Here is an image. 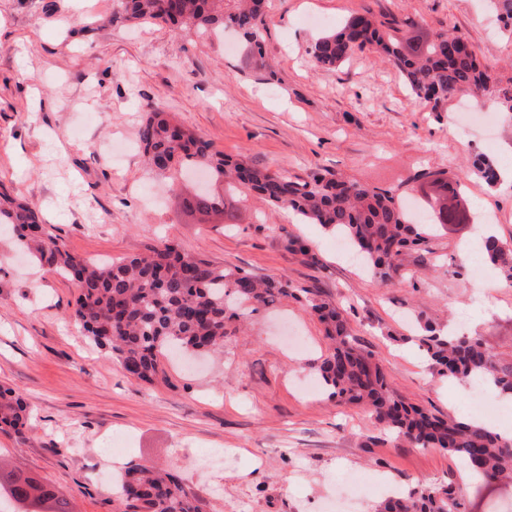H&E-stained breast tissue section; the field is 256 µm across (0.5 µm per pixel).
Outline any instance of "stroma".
I'll use <instances>...</instances> for the list:
<instances>
[{"label":"stroma","instance_id":"obj_1","mask_svg":"<svg viewBox=\"0 0 512 512\" xmlns=\"http://www.w3.org/2000/svg\"><path fill=\"white\" fill-rule=\"evenodd\" d=\"M114 0H0V183L40 207L66 248L90 259L143 254L179 244L214 265L257 278L288 276L347 313L405 401L472 419L471 389L431 368L411 315L424 313L481 337L512 362V282L486 259L467 260L469 224L431 238L430 264L410 258L392 283L361 271L349 248L317 224L285 219L242 188L233 223L188 215L180 205L195 181L169 194L132 149L120 165L102 153L107 138L137 141L148 107L158 106L233 157L294 179L340 172L396 188L417 200L418 168L463 175L483 155L502 173L495 186L466 183L472 212L493 218L512 241V119L489 112L459 134L457 101L430 111L383 56L356 51L332 70L312 65L314 39L371 10L404 19L430 39L454 30L502 80L512 79V36L485 0H268L264 49L272 75L244 69L235 34L199 38L174 26L111 22ZM308 246L291 251L290 242ZM462 275H453L449 264ZM489 290L482 303L477 285ZM77 289L30 264L0 230V387L25 401L31 428L0 432V458L52 486L71 512H113V472L151 464L174 473L200 512H337L359 495L374 512L387 488L410 492L461 482L459 459L412 448L362 409L301 378L329 341L303 300L281 298L230 330L223 353L159 358L144 383L96 348L72 322ZM127 440L118 458L105 448ZM230 461L210 467L208 457ZM468 512H512V483L465 486Z\"/></svg>","mask_w":512,"mask_h":512}]
</instances>
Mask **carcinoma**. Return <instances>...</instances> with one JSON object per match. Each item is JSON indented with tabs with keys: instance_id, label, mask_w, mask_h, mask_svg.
Segmentation results:
<instances>
[{
	"instance_id": "carcinoma-1",
	"label": "carcinoma",
	"mask_w": 512,
	"mask_h": 512,
	"mask_svg": "<svg viewBox=\"0 0 512 512\" xmlns=\"http://www.w3.org/2000/svg\"><path fill=\"white\" fill-rule=\"evenodd\" d=\"M118 18L178 26L189 35L217 36L236 31L256 71H268L261 31L266 0H117ZM503 28L512 32V0H491ZM405 21L377 19L371 12L355 13L333 32L315 39L309 55L315 66L335 68L355 50L371 48L400 72L411 93L434 112L448 100L467 95L489 100L502 112H512V79L500 80L480 61L463 37L437 31L432 39L409 49ZM139 145L152 172L204 168L208 181L224 180V192L234 196L239 186L258 193L274 208L287 207L305 222L319 224L344 238L381 283L396 275L412 251H427L433 226L474 224V214L460 208L464 179L474 173L492 186L500 180L497 166L476 156L469 170L453 181L441 171L421 169L413 180L431 188L429 220L416 222L391 189L371 187L331 172L313 173L294 181L287 176L248 165L215 149L171 113L155 108L139 129ZM196 210L232 218V206L209 188L196 191ZM12 228L17 242L49 273L72 281L77 297L71 316L97 347L114 354L124 370L151 383L159 375V353L169 347L185 351L224 349L228 322L240 317L237 304L251 311L274 306L295 294L288 278L256 280L228 271L179 245L166 243L145 254L99 263L70 252L52 232L40 212L17 201L0 184V227ZM485 258L512 282V243L494 235L483 239ZM306 308L318 318L330 340L327 354L313 370L332 399L361 406L396 438L412 448H438L456 456L484 480L512 479V438L477 421L437 415L409 404L386 380L381 364L358 346L340 306L310 290ZM417 339L438 375L460 382L488 383L512 399V366L500 364L477 336L442 333L440 325L419 319ZM26 422L22 398L0 389V424L20 432ZM10 497L12 512H70L55 489L37 482L17 464L0 463V497ZM116 512H198L197 506L170 473L146 466L121 473L115 492ZM464 491L450 482L441 488H421L407 495L388 492L379 512H463Z\"/></svg>"
}]
</instances>
